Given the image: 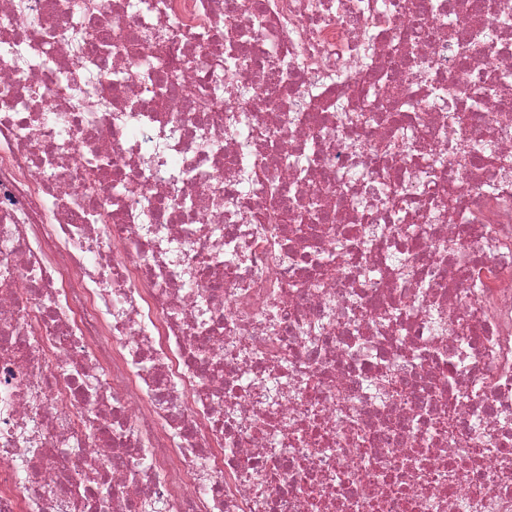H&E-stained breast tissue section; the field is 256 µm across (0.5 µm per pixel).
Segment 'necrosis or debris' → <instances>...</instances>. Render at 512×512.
<instances>
[{"label": "necrosis or debris", "instance_id": "4bbe7bcc", "mask_svg": "<svg viewBox=\"0 0 512 512\" xmlns=\"http://www.w3.org/2000/svg\"><path fill=\"white\" fill-rule=\"evenodd\" d=\"M505 16L0 0V512H512Z\"/></svg>", "mask_w": 512, "mask_h": 512}]
</instances>
